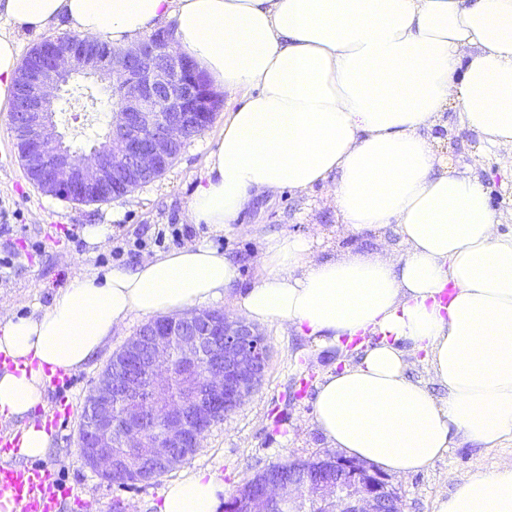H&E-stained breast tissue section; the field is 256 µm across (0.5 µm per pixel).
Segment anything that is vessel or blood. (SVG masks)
Segmentation results:
<instances>
[{"mask_svg": "<svg viewBox=\"0 0 512 512\" xmlns=\"http://www.w3.org/2000/svg\"><path fill=\"white\" fill-rule=\"evenodd\" d=\"M10 495L21 503L22 512H57L53 472L45 466L30 467L0 463V496Z\"/></svg>", "mask_w": 512, "mask_h": 512, "instance_id": "vessel-or-blood-1", "label": "vessel or blood"}]
</instances>
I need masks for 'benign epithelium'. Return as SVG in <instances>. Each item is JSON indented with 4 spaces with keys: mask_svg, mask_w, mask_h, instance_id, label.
<instances>
[{
    "mask_svg": "<svg viewBox=\"0 0 512 512\" xmlns=\"http://www.w3.org/2000/svg\"><path fill=\"white\" fill-rule=\"evenodd\" d=\"M174 33L155 30L131 50L65 34L23 60L11 134L25 173L44 193L86 202L120 199L153 181L211 123L221 99ZM76 75L112 87L105 141L88 155L55 133L59 94ZM269 361L261 333L226 312L154 319L116 352L86 397V466L116 482L146 483L185 464L205 432L256 391ZM179 392L172 395L173 381ZM404 512L390 477L326 452L259 471L224 500V512Z\"/></svg>",
    "mask_w": 512,
    "mask_h": 512,
    "instance_id": "obj_1",
    "label": "benign epithelium"
}]
</instances>
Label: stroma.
<instances>
[{
  "mask_svg": "<svg viewBox=\"0 0 512 512\" xmlns=\"http://www.w3.org/2000/svg\"><path fill=\"white\" fill-rule=\"evenodd\" d=\"M56 122L69 144L84 151L100 144L110 120L111 92L104 83L89 85L80 79L72 86ZM223 109L211 125L185 145L173 165L156 180L124 199L83 203L44 193L25 174L10 132V113L0 110V309L25 316L46 310L55 295L84 273H103L115 265L136 266L158 255L151 238L162 224H184L188 204L204 172L210 145L224 126L223 110L232 106L229 93L221 95ZM439 127L460 140V153L442 144L439 156L449 168L474 171L487 188L499 222L501 238L512 236V147L486 149L464 128L457 111L442 115ZM110 225L102 244L88 245L84 228ZM269 234H296L314 242L313 256L381 254L399 257L405 245L396 226L375 235L352 233L343 224L330 186L318 185L303 193L282 190L256 196L224 233L192 226L185 242H203L234 256L239 264L237 289L250 286L261 272L257 259ZM148 241L149 246L113 258L110 251L122 242ZM145 323L131 316L113 330L106 345L73 375L51 381L38 417L53 429L52 444L37 463L54 470L59 512H112L124 503L129 512H157L166 486L181 479L187 469L209 470L233 493L250 475L289 457H305L326 450L328 444L315 421L317 387L330 372L356 364L357 352L340 346H322L293 329L275 324L261 332L269 348V362L258 390L234 414L206 432L203 445L187 466L178 467L147 484L121 487L100 478L83 465L79 432L86 396L114 352ZM512 460V442L485 449L459 441L447 455L420 472L394 477L403 495L405 512H432L437 496L455 490L472 473L490 471Z\"/></svg>",
  "mask_w": 512,
  "mask_h": 512,
  "instance_id": "35a3bbf8",
  "label": "stroma"
}]
</instances>
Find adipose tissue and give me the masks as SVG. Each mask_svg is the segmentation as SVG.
Segmentation results:
<instances>
[{
	"instance_id": "adipose-tissue-1",
	"label": "adipose tissue",
	"mask_w": 512,
	"mask_h": 512,
	"mask_svg": "<svg viewBox=\"0 0 512 512\" xmlns=\"http://www.w3.org/2000/svg\"><path fill=\"white\" fill-rule=\"evenodd\" d=\"M212 83L234 95L187 219L224 231L254 196L332 184L355 233L394 224L407 244L312 260L313 242L271 235L262 273L234 298L255 324L319 344L368 334L356 365L319 385L315 421L333 447L398 476L442 459L455 437L512 441V238L482 181L448 170L426 129L457 109L486 148L512 145V0H0V108L19 66L17 31L54 26L120 48L158 22ZM236 262L204 243L74 279L45 311L0 313V415L23 420L18 456L52 443L34 411L57 373L82 370L131 315L186 313L223 299ZM447 389L406 375L403 344ZM224 486L194 469L158 512H218ZM434 512H512V464L469 476Z\"/></svg>"
}]
</instances>
